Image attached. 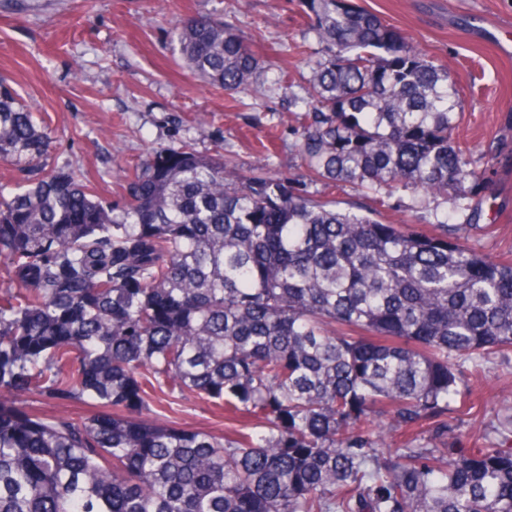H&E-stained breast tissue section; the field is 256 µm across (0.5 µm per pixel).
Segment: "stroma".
Wrapping results in <instances>:
<instances>
[{"mask_svg": "<svg viewBox=\"0 0 512 512\" xmlns=\"http://www.w3.org/2000/svg\"><path fill=\"white\" fill-rule=\"evenodd\" d=\"M407 36L460 87L456 140L482 176L469 244L493 257L512 252V0H356ZM208 14L233 22L263 66L295 68L302 41L298 0H0V76L49 123L52 169L83 172L102 197L124 193L123 172L154 147L181 141L224 154L238 172L272 146L270 170H295L296 120L281 91L233 100L181 70L169 36L175 17ZM454 206L409 192L387 200L382 218L432 231L436 215L458 223ZM493 225L486 233L485 225ZM481 410L449 415L453 445L473 447L485 418L512 412V360L490 357L472 379ZM157 421L223 432L224 420L187 394L154 403Z\"/></svg>", "mask_w": 512, "mask_h": 512, "instance_id": "stroma-1", "label": "stroma"}]
</instances>
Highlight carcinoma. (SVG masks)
<instances>
[{
    "mask_svg": "<svg viewBox=\"0 0 512 512\" xmlns=\"http://www.w3.org/2000/svg\"><path fill=\"white\" fill-rule=\"evenodd\" d=\"M300 7L321 57L298 175L160 146L113 203L45 171L48 127L0 77V162L27 175L0 193V512H512V413L475 448L448 429L468 375L512 353V258L308 190L479 195L457 85L353 0ZM171 39L209 86L261 91L231 23ZM187 392L225 432L149 417Z\"/></svg>",
    "mask_w": 512,
    "mask_h": 512,
    "instance_id": "cac0c4a2",
    "label": "carcinoma"
}]
</instances>
